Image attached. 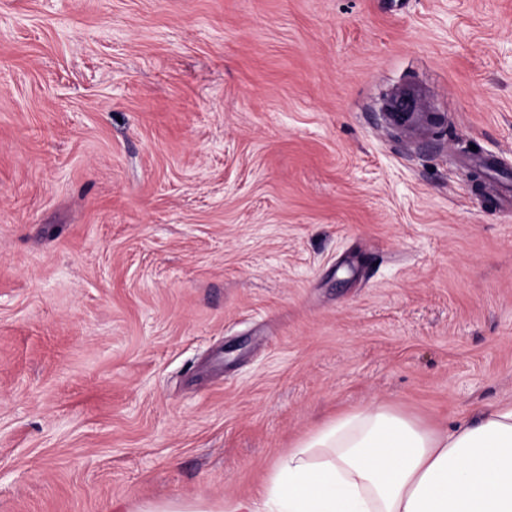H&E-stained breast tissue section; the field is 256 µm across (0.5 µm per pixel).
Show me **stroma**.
<instances>
[{
	"instance_id": "35a3bbf8",
	"label": "stroma",
	"mask_w": 512,
	"mask_h": 512,
	"mask_svg": "<svg viewBox=\"0 0 512 512\" xmlns=\"http://www.w3.org/2000/svg\"><path fill=\"white\" fill-rule=\"evenodd\" d=\"M487 154L512 0H0V512L227 503L336 414L512 399Z\"/></svg>"
}]
</instances>
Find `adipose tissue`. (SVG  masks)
<instances>
[{"instance_id": "adipose-tissue-1", "label": "adipose tissue", "mask_w": 512, "mask_h": 512, "mask_svg": "<svg viewBox=\"0 0 512 512\" xmlns=\"http://www.w3.org/2000/svg\"><path fill=\"white\" fill-rule=\"evenodd\" d=\"M143 512H512V401L445 431L380 405L340 415L278 459L254 497Z\"/></svg>"}]
</instances>
